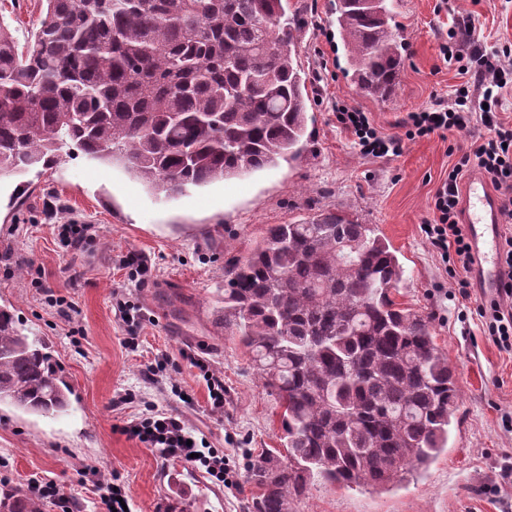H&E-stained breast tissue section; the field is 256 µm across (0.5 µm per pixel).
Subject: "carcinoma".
Here are the masks:
<instances>
[{"instance_id": "cac0c4a2", "label": "carcinoma", "mask_w": 512, "mask_h": 512, "mask_svg": "<svg viewBox=\"0 0 512 512\" xmlns=\"http://www.w3.org/2000/svg\"><path fill=\"white\" fill-rule=\"evenodd\" d=\"M45 2L24 45L0 25V173L68 148L168 194L299 157L310 80L287 0ZM335 14L356 87L386 101L404 50L392 0H336ZM403 279L372 225L328 209L269 225L227 262L217 317L276 395L288 448V464L252 470L255 512H292L315 482L384 489L448 447L454 371L393 299ZM67 392L46 343L0 308V402L61 413ZM0 512L42 503L3 486Z\"/></svg>"}]
</instances>
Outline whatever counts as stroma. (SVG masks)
Here are the masks:
<instances>
[{"label":"stroma","mask_w":512,"mask_h":512,"mask_svg":"<svg viewBox=\"0 0 512 512\" xmlns=\"http://www.w3.org/2000/svg\"><path fill=\"white\" fill-rule=\"evenodd\" d=\"M335 0H290L306 26L300 60L312 81L310 136L293 162L247 176L188 188L171 196L144 190L117 167L71 152L26 177L0 175V306H8L28 335L50 346L71 388L61 414L40 415L0 404V479L27 486L56 482L71 512H101L96 475H118L132 512H254L258 490L242 468L241 491L215 485L181 460L164 461L120 428L155 405L178 413L214 448L226 436L245 440L253 456L282 450L281 409L251 357L215 320L224 262L247 256L271 224H294L323 209L373 225L397 252L405 275L396 295L427 316L435 343L457 380L458 410L448 448L416 479L377 492L326 484L309 486L294 512H512V354L483 333L482 298L462 294L427 242L431 197L456 161L437 135L405 142L398 156L363 155L336 121V106L367 112L378 132L398 135L407 113L428 106L464 82L444 61L438 40L462 19L475 20L489 43L512 46V0H396L406 30L399 87L388 102L359 96L334 24ZM44 0H0V21L25 41ZM63 224H92L96 237L73 256ZM150 260L145 286L129 279L122 256ZM82 271L71 280L69 265ZM126 294L146 316L139 347L125 345L126 328L112 307ZM75 303L64 316L52 297ZM224 378V409L214 412L206 385L188 356ZM171 359L155 382L144 365ZM181 387L191 403L172 392ZM131 402L118 404L124 393Z\"/></svg>","instance_id":"1"}]
</instances>
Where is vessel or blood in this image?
<instances>
[{
	"label": "vessel or blood",
	"instance_id": "vessel-or-blood-1",
	"mask_svg": "<svg viewBox=\"0 0 512 512\" xmlns=\"http://www.w3.org/2000/svg\"><path fill=\"white\" fill-rule=\"evenodd\" d=\"M462 210L475 256L477 288L481 296H494L501 286L499 200L478 176L473 175L462 186Z\"/></svg>",
	"mask_w": 512,
	"mask_h": 512
}]
</instances>
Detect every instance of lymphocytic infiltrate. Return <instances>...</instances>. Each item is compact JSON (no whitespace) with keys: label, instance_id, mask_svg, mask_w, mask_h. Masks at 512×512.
Segmentation results:
<instances>
[{"label":"lymphocytic infiltrate","instance_id":"f902f5d3","mask_svg":"<svg viewBox=\"0 0 512 512\" xmlns=\"http://www.w3.org/2000/svg\"><path fill=\"white\" fill-rule=\"evenodd\" d=\"M473 22L449 28L440 42L445 59L458 62L467 80L446 97L434 98L430 105L408 113L403 122L404 136L379 134L367 113L341 106L337 120L355 139L362 154L383 157L400 154L405 140L434 134L466 132L467 146L458 147V159L448 176L437 186L432 199V221L423 231L439 255L449 277L459 288H469L468 274L475 262L460 215V189L464 176L478 171L499 197L503 225L512 224V124L499 121L497 108L504 91L512 86V50H488L475 36ZM504 276L499 294L477 309L483 332L501 349L512 352V236L506 237L499 254ZM123 434L152 448L164 460L190 461L212 483L227 489L238 488V466L250 462L247 448L226 453L196 437L181 417L166 409L148 407L146 412L127 421Z\"/></svg>","mask_w":512,"mask_h":512}]
</instances>
